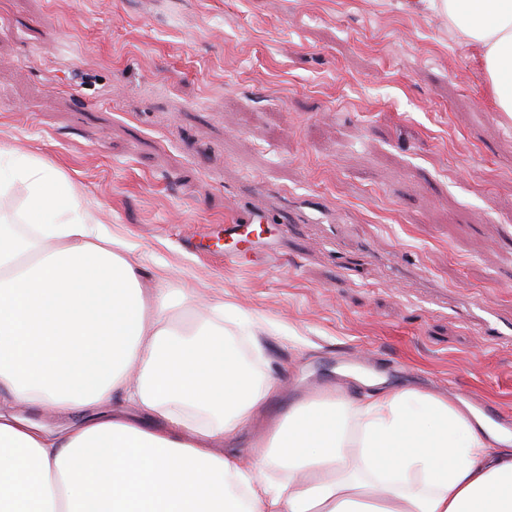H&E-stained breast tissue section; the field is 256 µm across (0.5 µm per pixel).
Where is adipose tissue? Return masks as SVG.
Here are the masks:
<instances>
[{
    "label": "adipose tissue",
    "instance_id": "ef3b65f1",
    "mask_svg": "<svg viewBox=\"0 0 512 512\" xmlns=\"http://www.w3.org/2000/svg\"><path fill=\"white\" fill-rule=\"evenodd\" d=\"M476 48L512 116V0H424ZM0 213V512H512V433L409 387L292 408L239 436L275 381L210 318L174 313L56 171L18 162ZM47 411L49 425L32 419Z\"/></svg>",
    "mask_w": 512,
    "mask_h": 512
}]
</instances>
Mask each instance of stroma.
Wrapping results in <instances>:
<instances>
[{"label": "stroma", "instance_id": "obj_1", "mask_svg": "<svg viewBox=\"0 0 512 512\" xmlns=\"http://www.w3.org/2000/svg\"><path fill=\"white\" fill-rule=\"evenodd\" d=\"M22 156L174 304H223L225 339L282 387L245 442L294 403L368 394L357 356L386 387L512 412V117L444 13L0 0V174Z\"/></svg>", "mask_w": 512, "mask_h": 512}]
</instances>
